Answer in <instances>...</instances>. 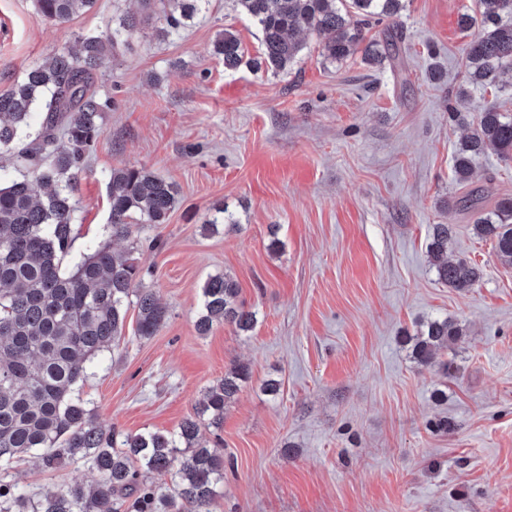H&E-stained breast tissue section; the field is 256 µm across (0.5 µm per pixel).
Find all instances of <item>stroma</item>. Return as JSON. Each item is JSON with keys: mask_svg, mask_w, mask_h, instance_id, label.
<instances>
[{"mask_svg": "<svg viewBox=\"0 0 512 512\" xmlns=\"http://www.w3.org/2000/svg\"><path fill=\"white\" fill-rule=\"evenodd\" d=\"M138 0H97L63 24L31 0H0V93L78 36L108 32ZM476 0H406L369 32L400 37V67L361 55L323 62L320 41L287 73L228 71L212 53L235 30L249 61L261 32L230 0H208L178 36L142 29L101 71L111 96L103 134L75 191V252L108 222L106 178L145 167L179 190L167 224L143 227L145 283L169 310L149 338L136 313L78 394L104 430H174L205 388L235 363L250 379L224 413V456L235 461L211 512H512V265L475 237L456 206L448 119L462 50L477 34L460 17ZM237 232L202 226L216 206ZM454 227L448 255L479 266L464 291L441 283L428 253L432 225ZM226 273L257 313L254 330H196L200 289ZM451 318L467 334L458 371L419 365L404 336ZM282 383L278 397L262 390ZM451 430H443L441 421ZM9 477L31 493L96 477L83 460L50 471L25 459Z\"/></svg>", "mask_w": 512, "mask_h": 512, "instance_id": "1", "label": "stroma"}]
</instances>
